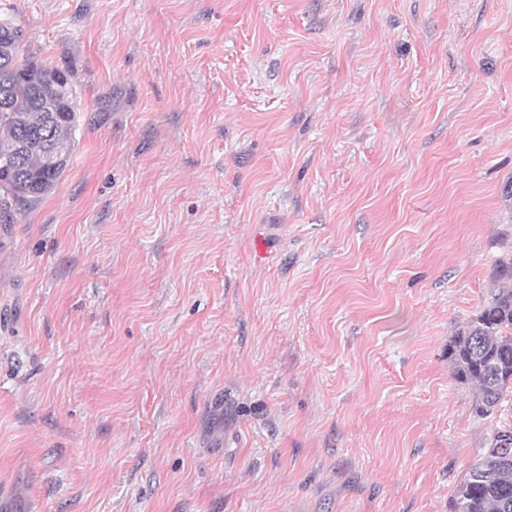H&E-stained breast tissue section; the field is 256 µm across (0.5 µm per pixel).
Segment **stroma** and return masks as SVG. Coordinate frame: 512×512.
<instances>
[{"mask_svg":"<svg viewBox=\"0 0 512 512\" xmlns=\"http://www.w3.org/2000/svg\"><path fill=\"white\" fill-rule=\"evenodd\" d=\"M78 89L0 225V512H450L512 399V0H0ZM489 301L448 345V359L461 382L477 390L475 410L491 415L512 396V253L499 259Z\"/></svg>","mask_w":512,"mask_h":512,"instance_id":"35a3bbf8","label":"stroma"}]
</instances>
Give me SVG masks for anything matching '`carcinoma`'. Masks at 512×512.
Returning <instances> with one entry per match:
<instances>
[{
  "label": "carcinoma",
  "instance_id": "carcinoma-1",
  "mask_svg": "<svg viewBox=\"0 0 512 512\" xmlns=\"http://www.w3.org/2000/svg\"><path fill=\"white\" fill-rule=\"evenodd\" d=\"M21 29L0 19V224L57 185L74 152L77 87L71 75L20 53ZM489 301L448 345L454 375L477 390L490 415L512 394V253L498 260ZM450 512H512V427L496 430L464 479Z\"/></svg>",
  "mask_w": 512,
  "mask_h": 512
}]
</instances>
